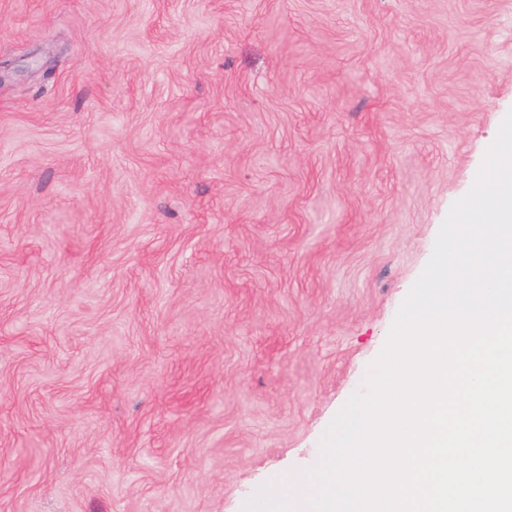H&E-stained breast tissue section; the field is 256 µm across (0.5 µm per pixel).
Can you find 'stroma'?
I'll return each mask as SVG.
<instances>
[{
	"label": "stroma",
	"mask_w": 512,
	"mask_h": 512,
	"mask_svg": "<svg viewBox=\"0 0 512 512\" xmlns=\"http://www.w3.org/2000/svg\"><path fill=\"white\" fill-rule=\"evenodd\" d=\"M512 110V0H0V512L307 474Z\"/></svg>",
	"instance_id": "stroma-1"
}]
</instances>
